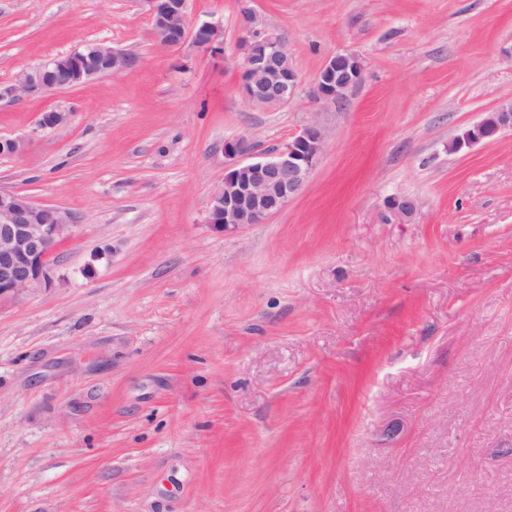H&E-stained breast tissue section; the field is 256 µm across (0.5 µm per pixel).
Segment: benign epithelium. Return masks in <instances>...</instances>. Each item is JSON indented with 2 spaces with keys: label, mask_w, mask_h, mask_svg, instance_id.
<instances>
[{
  "label": "benign epithelium",
  "mask_w": 512,
  "mask_h": 512,
  "mask_svg": "<svg viewBox=\"0 0 512 512\" xmlns=\"http://www.w3.org/2000/svg\"><path fill=\"white\" fill-rule=\"evenodd\" d=\"M150 6L152 33L163 48H177L186 41L205 52L222 51L223 37L216 24L203 21L189 26L190 0H146ZM240 91L249 102L265 108L288 104L298 86L288 45L266 29L253 13L240 19ZM136 57L103 44L59 55L23 70L9 85L0 87V98L39 97L58 89L55 74L63 70L80 85L99 76L132 67ZM363 78L361 61L353 54L331 56L318 72L312 99L339 106ZM69 121V113L49 111L39 126L57 129ZM512 130V101L503 103L448 141V152L458 153L479 143L489 144L505 130ZM327 134L314 121L287 144L271 153L242 162L236 157L248 150L245 140L224 143V156L233 160L225 167L224 180L210 197L209 223L226 233L263 224L279 213L306 185L321 160ZM28 146L22 138H1L0 154L17 156ZM389 208L401 217L417 210L411 197H394ZM72 216L54 206L35 202L27 195L0 190V300L20 301L51 284L56 247L75 238Z\"/></svg>",
  "instance_id": "7a95c632"
}]
</instances>
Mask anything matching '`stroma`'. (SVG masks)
I'll return each mask as SVG.
<instances>
[{"label": "stroma", "mask_w": 512, "mask_h": 512, "mask_svg": "<svg viewBox=\"0 0 512 512\" xmlns=\"http://www.w3.org/2000/svg\"><path fill=\"white\" fill-rule=\"evenodd\" d=\"M299 87L239 91V18ZM221 56L157 46L147 0H0V85L103 43L134 68L0 99V190L67 211L47 288L0 303V512H512V0H190ZM363 64L343 105L310 87ZM67 125L38 128L42 112ZM327 132L263 224L208 222L224 144ZM411 196L409 218L389 207ZM363 70L361 61L353 54L331 56L312 84V99L317 103L340 106L348 92L362 81ZM507 129L512 130V100L490 112H484L478 122L463 129L448 141V151L459 153L479 143L489 144Z\"/></svg>", "instance_id": "1"}]
</instances>
